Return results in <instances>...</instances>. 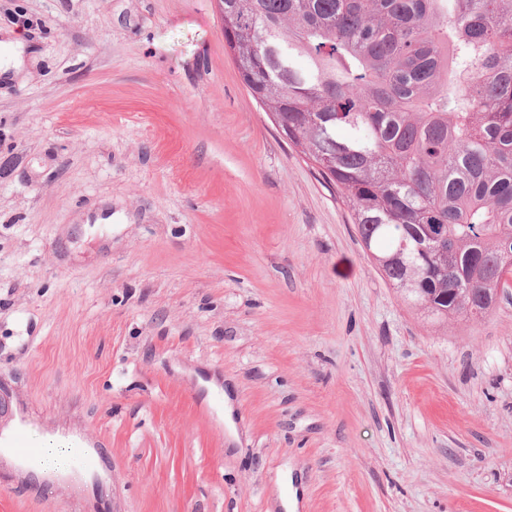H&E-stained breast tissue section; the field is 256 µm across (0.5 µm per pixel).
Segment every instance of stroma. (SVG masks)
<instances>
[{
	"instance_id": "35a3bbf8",
	"label": "stroma",
	"mask_w": 512,
	"mask_h": 512,
	"mask_svg": "<svg viewBox=\"0 0 512 512\" xmlns=\"http://www.w3.org/2000/svg\"><path fill=\"white\" fill-rule=\"evenodd\" d=\"M1 422L108 481L0 512H512V292L442 327L224 51L218 0H0ZM237 401L234 429L206 401ZM100 456L98 448L89 446L83 440H71L68 445L69 469L85 471L97 465Z\"/></svg>"
}]
</instances>
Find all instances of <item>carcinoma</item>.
<instances>
[{"mask_svg":"<svg viewBox=\"0 0 512 512\" xmlns=\"http://www.w3.org/2000/svg\"><path fill=\"white\" fill-rule=\"evenodd\" d=\"M224 46L403 299L490 315L512 288V0H224Z\"/></svg>","mask_w":512,"mask_h":512,"instance_id":"obj_1","label":"carcinoma"}]
</instances>
